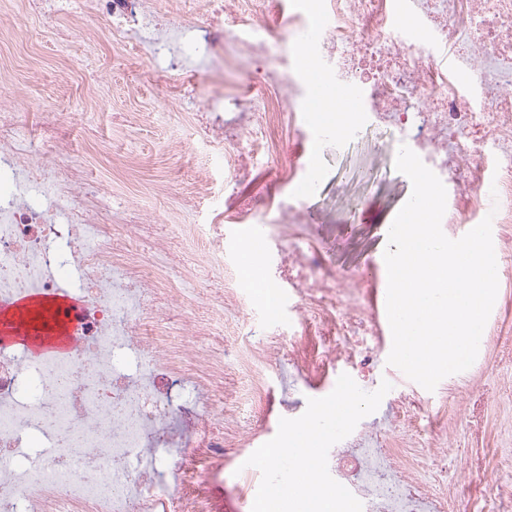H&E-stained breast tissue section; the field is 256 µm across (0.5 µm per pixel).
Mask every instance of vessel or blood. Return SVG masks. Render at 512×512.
<instances>
[{
    "instance_id": "obj_1",
    "label": "vessel or blood",
    "mask_w": 512,
    "mask_h": 512,
    "mask_svg": "<svg viewBox=\"0 0 512 512\" xmlns=\"http://www.w3.org/2000/svg\"><path fill=\"white\" fill-rule=\"evenodd\" d=\"M55 301L29 294L0 305V317L7 324L0 330V340L19 343L42 354L65 350L70 342L64 324L55 322Z\"/></svg>"
}]
</instances>
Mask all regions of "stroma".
Here are the masks:
<instances>
[{
	"instance_id": "35a3bbf8",
	"label": "stroma",
	"mask_w": 512,
	"mask_h": 512,
	"mask_svg": "<svg viewBox=\"0 0 512 512\" xmlns=\"http://www.w3.org/2000/svg\"><path fill=\"white\" fill-rule=\"evenodd\" d=\"M68 4L55 0L52 10L43 12L37 0H6L0 8V69L12 77L0 87V108L30 123L51 114L66 123L71 138L83 146L88 179L100 184L113 212L129 211L150 225L149 235L134 246L143 262L153 259L154 239H167L161 282L181 293L162 320L150 324L154 336L175 338L185 349H195L199 341L190 336L186 322L203 301L204 289H230L239 295L243 306L237 316L218 307L210 312L212 331L227 355L224 401L236 404L241 417L240 434L231 442L234 454L225 457L222 472L210 477V512H251V500L238 490L237 469L276 435L281 418L302 415L308 399L328 395L343 373L367 392L381 381L391 383L367 420L392 446L411 449L435 493H450L448 512H500L504 498L512 494V223L495 227L502 254L498 293L470 368L445 377L430 392L389 365L387 343L371 336L369 364L364 371L353 370L345 356L327 355L329 323L305 328L294 283L284 285L278 301L281 320L276 323L254 288L226 276V269L244 263L242 225L222 226L220 268L202 262L198 247L172 225L173 217L183 214L204 224L210 208L232 204L224 192V162L198 115L207 98L224 87L205 60L186 46L204 18V0H153L156 9L183 26L176 41L184 60L179 72L155 68L142 50L112 38L105 19L71 13ZM187 76L194 84L189 105L175 94ZM378 145L372 131L324 152L322 191L304 199L311 223L290 225L284 237L276 225L259 227L268 244L261 254L263 277L278 278L284 246L316 251L327 269L345 274L346 303L336 312L340 318L370 316L375 293L387 284V271L378 262L387 246L384 226L412 192L409 178L393 168L380 172L375 184L361 181L359 173L373 162ZM341 170L350 190L363 198L358 211H351L337 189ZM263 330L280 333L284 351L279 359L265 354L259 336ZM245 340L251 346L241 368L235 353ZM404 397L418 401L414 416L406 423L391 422L390 406Z\"/></svg>"
}]
</instances>
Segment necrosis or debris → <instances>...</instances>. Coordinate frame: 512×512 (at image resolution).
Listing matches in <instances>:
<instances>
[{
	"label": "necrosis or debris",
	"instance_id": "1",
	"mask_svg": "<svg viewBox=\"0 0 512 512\" xmlns=\"http://www.w3.org/2000/svg\"><path fill=\"white\" fill-rule=\"evenodd\" d=\"M198 45L223 73L210 98L209 132L224 151L225 187L249 167L251 146L272 126L288 131L304 166L277 170L233 209L214 213L200 251L222 263L216 225L301 224L302 194L321 183L318 155L371 127L392 130L396 156L413 150L451 185L444 223H480L489 199L512 223V0H208ZM117 39L138 36L167 69L180 62L166 40L171 21L151 0H90ZM312 71H292L294 45ZM259 78L236 82L241 52ZM356 99L354 112L321 113L316 85ZM18 113L0 111V302L29 292L67 299L58 316L70 344L30 357L0 345V512H206V472L220 469L237 435L224 408V346L185 352L145 335L176 295L159 288L134 251L113 244L148 233L105 223L71 140L52 159L24 145ZM319 256L283 252L310 314L342 304L318 289ZM331 476L362 512H448L402 450L363 425L328 452Z\"/></svg>",
	"mask_w": 512,
	"mask_h": 512
}]
</instances>
